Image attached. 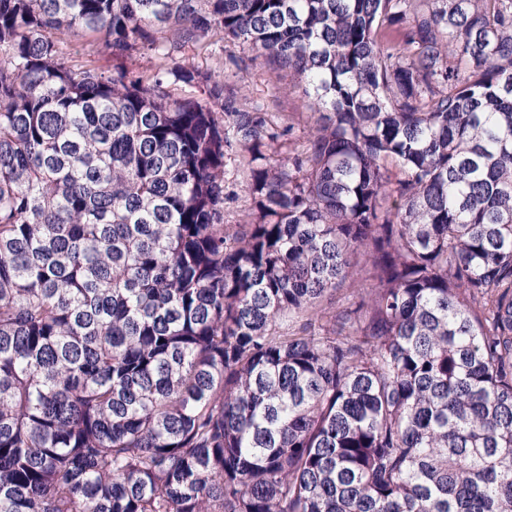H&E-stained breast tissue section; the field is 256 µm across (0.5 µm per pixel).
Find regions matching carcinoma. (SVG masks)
Returning <instances> with one entry per match:
<instances>
[{"label":"carcinoma","mask_w":512,"mask_h":512,"mask_svg":"<svg viewBox=\"0 0 512 512\" xmlns=\"http://www.w3.org/2000/svg\"><path fill=\"white\" fill-rule=\"evenodd\" d=\"M0 512H512V0H0ZM240 76L238 85L246 86L251 98L271 112L273 119H278V112H294L291 101L282 94L281 83L273 75L259 67H250ZM234 154L231 159H227L225 167L224 180L227 191H233L236 194L234 201H226L224 204V217L228 224H234L249 207L250 201L245 191L243 175L238 167L237 161H234Z\"/></svg>","instance_id":"carcinoma-1"}]
</instances>
